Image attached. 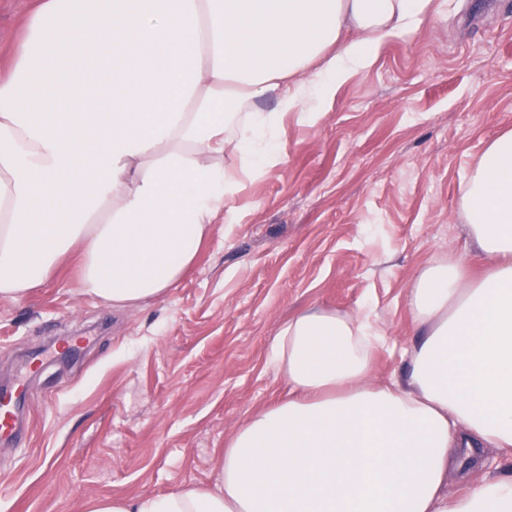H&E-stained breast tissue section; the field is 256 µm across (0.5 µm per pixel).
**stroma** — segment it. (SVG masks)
I'll return each mask as SVG.
<instances>
[{
	"label": "stroma",
	"instance_id": "stroma-1",
	"mask_svg": "<svg viewBox=\"0 0 512 512\" xmlns=\"http://www.w3.org/2000/svg\"><path fill=\"white\" fill-rule=\"evenodd\" d=\"M33 0H0V69ZM512 128V0H440L387 40L315 125L288 117L281 159L246 180L176 288L117 310L83 294L71 254L0 301V382L24 384V443L0 444V512H82L102 497L214 485V454L288 384L267 362L309 308L372 304L389 346L373 383L421 337L407 296L431 259L479 268L460 185Z\"/></svg>",
	"mask_w": 512,
	"mask_h": 512
}]
</instances>
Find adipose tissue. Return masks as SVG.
I'll use <instances>...</instances> for the list:
<instances>
[{
    "instance_id": "obj_1",
    "label": "adipose tissue",
    "mask_w": 512,
    "mask_h": 512,
    "mask_svg": "<svg viewBox=\"0 0 512 512\" xmlns=\"http://www.w3.org/2000/svg\"><path fill=\"white\" fill-rule=\"evenodd\" d=\"M436 0H36L0 74V300L72 252L85 294L138 307L191 269L246 177L280 157L286 117L313 125L378 46ZM232 151L238 167L224 164ZM471 277L436 259L413 279L422 340L372 381L373 307L311 308L269 361L287 399L247 417L214 486L90 500L84 512H512V474L448 493L461 457L512 460V129L461 186Z\"/></svg>"
}]
</instances>
